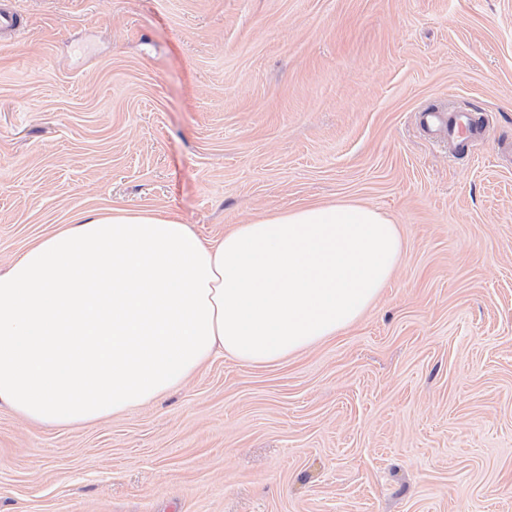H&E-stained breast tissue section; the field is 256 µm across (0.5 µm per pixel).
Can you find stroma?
<instances>
[{
	"mask_svg": "<svg viewBox=\"0 0 512 512\" xmlns=\"http://www.w3.org/2000/svg\"><path fill=\"white\" fill-rule=\"evenodd\" d=\"M0 270L82 212L205 239L349 201L403 256L342 334L109 420L0 406V512H512V0H0ZM462 106L465 151L420 112Z\"/></svg>",
	"mask_w": 512,
	"mask_h": 512,
	"instance_id": "obj_1",
	"label": "stroma"
}]
</instances>
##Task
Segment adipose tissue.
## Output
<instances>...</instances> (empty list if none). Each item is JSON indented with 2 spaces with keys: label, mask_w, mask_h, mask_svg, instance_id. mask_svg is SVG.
Instances as JSON below:
<instances>
[{
  "label": "adipose tissue",
  "mask_w": 512,
  "mask_h": 512,
  "mask_svg": "<svg viewBox=\"0 0 512 512\" xmlns=\"http://www.w3.org/2000/svg\"><path fill=\"white\" fill-rule=\"evenodd\" d=\"M403 253L377 209H283L201 239L155 209L79 214L0 271V405L46 426L158 399L217 353L274 364L354 324Z\"/></svg>",
  "instance_id": "ef3b65f1"
}]
</instances>
